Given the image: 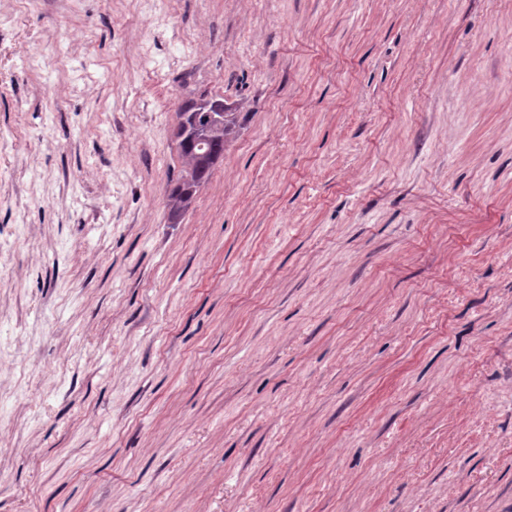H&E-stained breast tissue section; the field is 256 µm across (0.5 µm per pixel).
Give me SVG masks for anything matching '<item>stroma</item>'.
Segmentation results:
<instances>
[{
    "instance_id": "1",
    "label": "stroma",
    "mask_w": 512,
    "mask_h": 512,
    "mask_svg": "<svg viewBox=\"0 0 512 512\" xmlns=\"http://www.w3.org/2000/svg\"><path fill=\"white\" fill-rule=\"evenodd\" d=\"M0 512H512V0H0ZM204 97L209 96L208 94L203 93L199 96L198 99H191L187 101L181 107L179 112L180 122L178 124L176 137L177 148L182 158L183 165L185 158L189 155L187 145L180 134V130L183 125V119L185 117L195 118L199 124H202L207 117L206 115L208 112L207 123L203 126L196 127L193 132V137L199 142L208 141L216 136H219L224 130L223 134L220 135L218 140L211 145V152L219 155L221 158L224 156V147L238 136L241 128L239 112H231L232 108L224 105V103L223 107L216 109L215 111L196 112V102ZM204 161L205 158L200 154H193L189 157L187 164L185 165L184 168L186 172H188L189 174L193 172L190 181H184L182 179V170L180 177L177 179L173 187H171L170 190L168 191L167 200H170L175 196L180 195L185 191H188L189 189H200L206 182H208L214 170V167L210 165V163L200 164L198 167L194 169L196 163Z\"/></svg>"
}]
</instances>
